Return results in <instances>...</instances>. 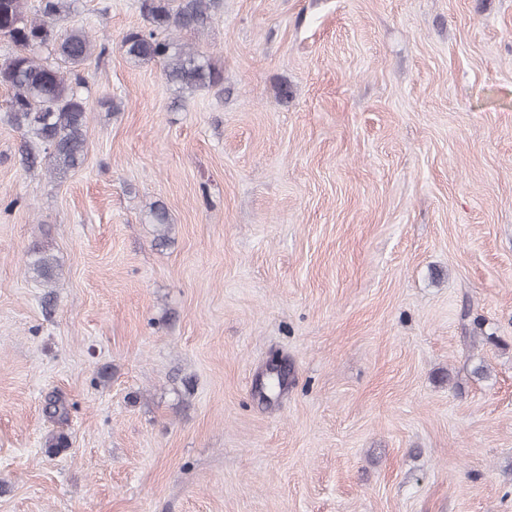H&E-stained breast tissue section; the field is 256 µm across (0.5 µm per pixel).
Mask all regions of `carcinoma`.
I'll return each mask as SVG.
<instances>
[{
	"label": "carcinoma",
	"instance_id": "obj_1",
	"mask_svg": "<svg viewBox=\"0 0 512 512\" xmlns=\"http://www.w3.org/2000/svg\"><path fill=\"white\" fill-rule=\"evenodd\" d=\"M222 6L223 0H142L149 27L129 31L121 49L133 61L159 62L167 83L184 100L220 81L210 57L184 36L201 34ZM68 9L64 0H43L42 17L30 19L23 0H0V36L16 47L0 64V85L13 91V122L40 142L53 172L74 168L83 160L86 105L80 93L85 84L81 67L96 49L92 35L82 27L59 36L54 33L50 19ZM50 43L69 65L67 71L38 59L37 52ZM33 255L29 268L43 281L52 282V258L37 246Z\"/></svg>",
	"mask_w": 512,
	"mask_h": 512
}]
</instances>
